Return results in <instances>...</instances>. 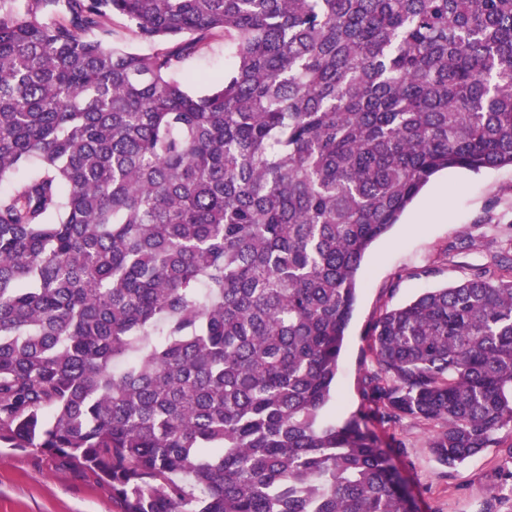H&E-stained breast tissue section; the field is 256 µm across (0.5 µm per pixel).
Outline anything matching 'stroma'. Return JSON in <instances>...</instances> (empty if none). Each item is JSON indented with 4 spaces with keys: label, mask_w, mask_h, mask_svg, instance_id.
<instances>
[{
    "label": "stroma",
    "mask_w": 512,
    "mask_h": 512,
    "mask_svg": "<svg viewBox=\"0 0 512 512\" xmlns=\"http://www.w3.org/2000/svg\"><path fill=\"white\" fill-rule=\"evenodd\" d=\"M448 197V216L420 223L436 191ZM512 257V167L436 175L398 224L379 238L362 262L357 299L339 362L336 395L327 416L343 421L369 412L363 378L374 364L371 324L388 308L467 278L479 267L496 269ZM411 494L415 512H512V431L504 446L487 449L453 468L440 465L429 441L432 424L404 419L375 427ZM0 512H120L111 488L93 476L34 449L0 447Z\"/></svg>",
    "instance_id": "obj_1"
}]
</instances>
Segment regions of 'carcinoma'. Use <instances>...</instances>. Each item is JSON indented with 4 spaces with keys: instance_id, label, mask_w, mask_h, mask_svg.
<instances>
[{
    "instance_id": "carcinoma-1",
    "label": "carcinoma",
    "mask_w": 512,
    "mask_h": 512,
    "mask_svg": "<svg viewBox=\"0 0 512 512\" xmlns=\"http://www.w3.org/2000/svg\"><path fill=\"white\" fill-rule=\"evenodd\" d=\"M216 40L212 88L171 77ZM503 166L512 0H0V445L122 512H414L324 415L358 270L435 174ZM370 350L379 423L438 426L449 468L499 445L512 266Z\"/></svg>"
}]
</instances>
